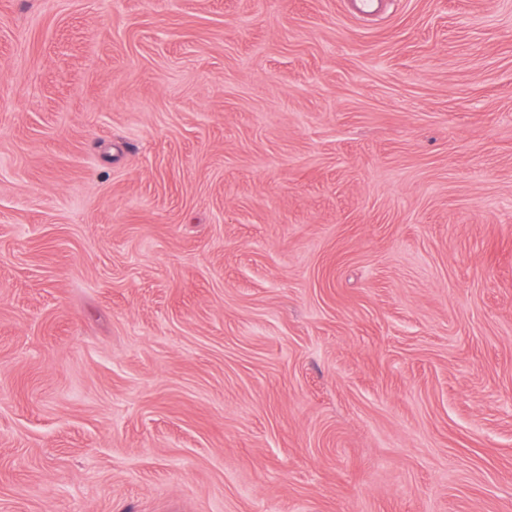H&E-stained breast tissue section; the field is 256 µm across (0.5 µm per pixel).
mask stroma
<instances>
[{"mask_svg":"<svg viewBox=\"0 0 512 512\" xmlns=\"http://www.w3.org/2000/svg\"><path fill=\"white\" fill-rule=\"evenodd\" d=\"M0 512H512V0H0Z\"/></svg>","mask_w":512,"mask_h":512,"instance_id":"1","label":"stroma"}]
</instances>
